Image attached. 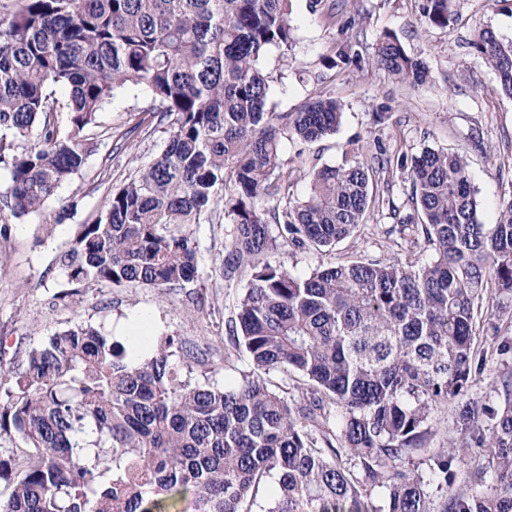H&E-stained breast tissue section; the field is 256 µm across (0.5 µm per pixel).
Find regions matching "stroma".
Instances as JSON below:
<instances>
[{
  "instance_id": "1",
  "label": "stroma",
  "mask_w": 512,
  "mask_h": 512,
  "mask_svg": "<svg viewBox=\"0 0 512 512\" xmlns=\"http://www.w3.org/2000/svg\"><path fill=\"white\" fill-rule=\"evenodd\" d=\"M421 2L322 0L321 11L315 13L309 0H293L292 49H271L261 61L272 79L267 107L292 112L318 97L341 102L343 116L335 134L312 144L284 142L285 155L299 167L335 165L344 155L367 151L377 142L389 152L410 156L428 148L464 152L481 203L479 216L493 224L502 197L512 193V97L500 90L494 71L469 53L467 44L487 28L511 40L512 0H458L457 19L447 28L425 24ZM331 11L351 19V27L343 31L331 23ZM385 32L395 34L410 56L427 63L431 79L426 85L407 87L368 65L324 66V58L334 56L344 43L371 56ZM149 103V93L141 86L117 94L87 132L93 151L81 171L41 212L16 221L9 237L0 238V366L21 367L31 346L74 322L86 321L117 336L131 317L144 312L154 321L155 335L193 343L207 354L208 377L216 386L237 385L250 371L247 356L235 350L228 335L235 300L246 291L248 280L223 277L227 224L195 225L200 260L189 288L162 291L103 283L79 302L53 300L67 287L59 259L79 225L96 217L113 186L164 148L162 130L143 121ZM380 111L385 114L381 120L376 117ZM70 201L77 202L76 213L58 220L61 205ZM391 223L387 213L376 211L358 233L331 251H288L277 259L298 276L350 256L405 259L386 234Z\"/></svg>"
}]
</instances>
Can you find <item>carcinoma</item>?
<instances>
[{"instance_id":"carcinoma-1","label":"carcinoma","mask_w":512,"mask_h":512,"mask_svg":"<svg viewBox=\"0 0 512 512\" xmlns=\"http://www.w3.org/2000/svg\"><path fill=\"white\" fill-rule=\"evenodd\" d=\"M456 2L425 0L421 16L446 28ZM291 14L292 0L0 2V236L82 169L86 131L116 91L147 87L165 147L80 225L56 297L194 282L191 226L220 209L232 224L224 278H248L229 335L253 365L221 389L193 377L186 346L172 363V338L134 362L90 323L47 337L20 369L0 368V434L25 445L19 468L0 459V512H256L270 478L265 512H512V370L475 343L490 310L512 311V193L485 224L463 153L392 157L377 142L364 161L305 170L310 191L296 196L282 143L335 133L341 105L266 110L260 61L294 41ZM473 46L512 97V40L484 29ZM336 58L363 61L349 46ZM368 63L409 87L430 78L389 32ZM394 171L410 184L413 212L392 227L406 262L349 259L301 277L271 259L353 235ZM290 372L297 397L271 380ZM484 372L492 403L469 398ZM449 404L459 437L432 448ZM469 448L485 463L465 466Z\"/></svg>"}]
</instances>
